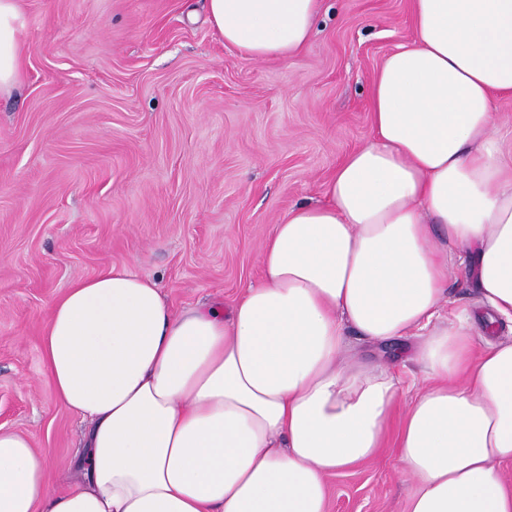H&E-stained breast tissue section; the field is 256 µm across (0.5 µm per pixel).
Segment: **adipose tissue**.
<instances>
[{"instance_id": "ef3b65f1", "label": "adipose tissue", "mask_w": 512, "mask_h": 512, "mask_svg": "<svg viewBox=\"0 0 512 512\" xmlns=\"http://www.w3.org/2000/svg\"><path fill=\"white\" fill-rule=\"evenodd\" d=\"M213 31L253 60L306 49L319 0H208ZM413 37L374 76L372 139L274 225L261 276L231 307L174 313L127 266L57 300L43 356L86 424L64 491L24 436L0 432V512H328L329 480L389 433L407 512H512V0H412ZM19 0H0V95L19 84ZM482 320L437 323L448 275ZM414 336L419 390L357 338ZM351 344L359 357L366 363H379L381 361L389 360L392 357L399 356L397 351L400 344L398 343L385 347H374L358 342L355 339H351Z\"/></svg>"}]
</instances>
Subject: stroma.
Returning <instances> with one entry per match:
<instances>
[{
	"mask_svg": "<svg viewBox=\"0 0 512 512\" xmlns=\"http://www.w3.org/2000/svg\"><path fill=\"white\" fill-rule=\"evenodd\" d=\"M25 68L0 96V428L48 481L76 479L83 424L42 358L52 305L128 265L174 312L232 305L260 276L288 209L372 135L373 78L411 39V0H320L310 44L282 62L226 47L207 0H19ZM448 316L479 317L448 278ZM330 512H406L393 448L329 481Z\"/></svg>",
	"mask_w": 512,
	"mask_h": 512,
	"instance_id": "obj_1",
	"label": "stroma"
}]
</instances>
